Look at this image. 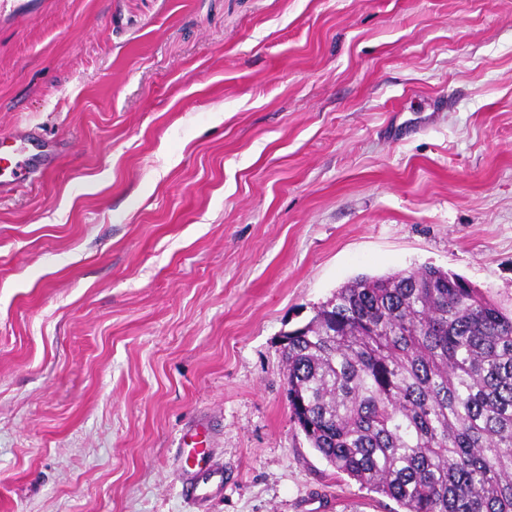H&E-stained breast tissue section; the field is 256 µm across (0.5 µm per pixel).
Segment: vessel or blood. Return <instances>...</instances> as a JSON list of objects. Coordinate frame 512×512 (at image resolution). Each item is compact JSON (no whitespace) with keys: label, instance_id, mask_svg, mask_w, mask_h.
I'll use <instances>...</instances> for the list:
<instances>
[{"label":"vessel or blood","instance_id":"vessel-or-blood-1","mask_svg":"<svg viewBox=\"0 0 512 512\" xmlns=\"http://www.w3.org/2000/svg\"><path fill=\"white\" fill-rule=\"evenodd\" d=\"M24 167L14 156L0 153V189L25 181ZM224 470L208 449L194 448L184 455L180 469V494L193 505H201L222 495Z\"/></svg>","mask_w":512,"mask_h":512}]
</instances>
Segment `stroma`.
<instances>
[{"label": "stroma", "instance_id": "obj_1", "mask_svg": "<svg viewBox=\"0 0 512 512\" xmlns=\"http://www.w3.org/2000/svg\"><path fill=\"white\" fill-rule=\"evenodd\" d=\"M0 512H396L280 347L423 266L512 307V0H0ZM23 170L24 166L16 157L2 154L0 150V191L8 185L24 184ZM224 492V469L209 454L208 448L183 452L180 469V494L192 505H202Z\"/></svg>", "mask_w": 512, "mask_h": 512}]
</instances>
